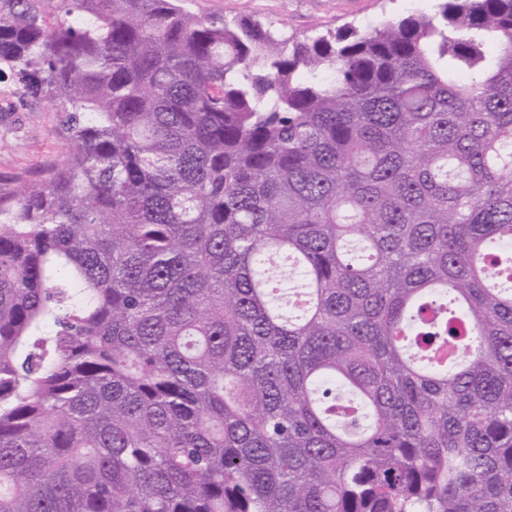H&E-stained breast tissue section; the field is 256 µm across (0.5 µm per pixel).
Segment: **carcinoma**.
I'll list each match as a JSON object with an SVG mask.
<instances>
[{
    "label": "carcinoma",
    "instance_id": "1",
    "mask_svg": "<svg viewBox=\"0 0 512 512\" xmlns=\"http://www.w3.org/2000/svg\"><path fill=\"white\" fill-rule=\"evenodd\" d=\"M183 2L0 0V512H512V0ZM187 7L202 16L273 21L289 36L302 37L318 31L363 25L383 18L423 11L433 14L438 1L412 6L408 0H187ZM418 10V11H416ZM57 120L46 102L23 101L11 79H0V197H12L20 183L64 157Z\"/></svg>",
    "mask_w": 512,
    "mask_h": 512
}]
</instances>
